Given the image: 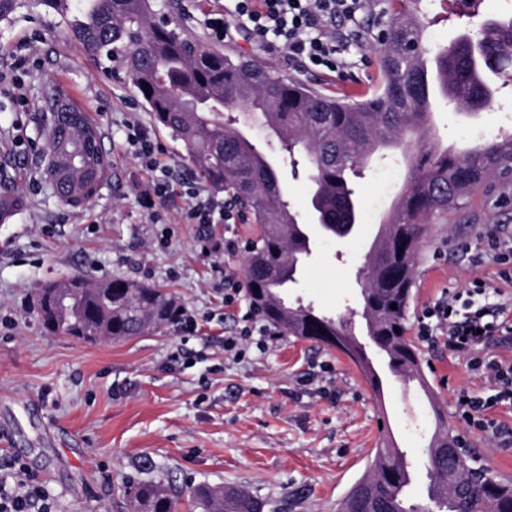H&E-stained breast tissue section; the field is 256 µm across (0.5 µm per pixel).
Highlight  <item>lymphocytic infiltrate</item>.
Wrapping results in <instances>:
<instances>
[{"label": "lymphocytic infiltrate", "mask_w": 512, "mask_h": 512, "mask_svg": "<svg viewBox=\"0 0 512 512\" xmlns=\"http://www.w3.org/2000/svg\"><path fill=\"white\" fill-rule=\"evenodd\" d=\"M370 7V0H232L223 13L207 14L205 25L214 40L226 42L244 32L264 48L285 51L289 63L301 70L341 75L347 62L344 39L336 28L341 23L359 25ZM127 142L151 173L139 195L146 211H153L157 200L180 198L186 223H245V216L233 205H217L198 187L174 181L145 127L130 124ZM417 334L427 342L442 337L450 353L467 357L471 370L492 382L493 393L486 397L461 392L456 410L469 426L499 445H512V429L499 426L485 415L495 405L512 404V363L489 361L483 355L490 342L512 338V299L491 297L489 289L479 282L462 293L442 292L425 309ZM0 512H58V500L20 458L1 455Z\"/></svg>", "instance_id": "obj_1"}]
</instances>
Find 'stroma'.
<instances>
[{"instance_id": "stroma-1", "label": "stroma", "mask_w": 512, "mask_h": 512, "mask_svg": "<svg viewBox=\"0 0 512 512\" xmlns=\"http://www.w3.org/2000/svg\"><path fill=\"white\" fill-rule=\"evenodd\" d=\"M166 18L202 41L210 35L205 12L224 0H166ZM429 39L440 44L458 30L478 33L492 15L512 12V0H483L463 12L459 0H424ZM391 20L389 0H373L370 23L347 50L361 90L378 83L380 47L375 34ZM218 50L275 68L318 93L339 97V77L301 72L282 53L261 50L240 36ZM24 85L19 105L0 84V191L23 199L0 223V452L20 457L55 492L61 512H126L130 480L150 477L186 485H233L265 504L264 512H337L382 444L389 417L409 459L422 456L435 420L431 402L393 385L385 408L370 399L360 371L333 348L279 334L265 348L240 340L225 351L250 308L247 296L224 303V279L242 281L244 253H225V239L242 246L260 226L184 223L179 204L161 199L152 223L138 194L149 171L131 153L126 124L149 129L176 178L199 184L181 142L154 125L138 102L120 62L94 59L73 42L61 18L21 9L0 21V71ZM69 95L95 119L110 170L96 198L73 208L62 203L44 176L41 108L47 94ZM433 121L440 143L462 148L476 137L512 135V92L492 111L468 115L436 100ZM249 133L273 163L303 223H311L309 181L293 170L277 140L258 128ZM403 161L386 160L358 181L354 234L318 236L295 288L294 303L345 321L355 320L360 295L354 271L396 195L406 184ZM512 233V178L467 197L449 212L441 233L429 238L417 265L407 312L416 336L426 307L443 290L461 291L482 279L512 298V281L475 257L489 236ZM121 277L170 293L195 320L193 330L169 327L120 342L87 343L48 333L33 306L46 283L67 277ZM423 368L448 429L462 437L472 463L512 478V447L496 445L456 412L460 392L488 395L489 384L466 359L418 342Z\"/></svg>"}]
</instances>
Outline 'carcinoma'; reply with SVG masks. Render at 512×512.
Segmentation results:
<instances>
[{
  "mask_svg": "<svg viewBox=\"0 0 512 512\" xmlns=\"http://www.w3.org/2000/svg\"><path fill=\"white\" fill-rule=\"evenodd\" d=\"M390 39L382 45L383 82L356 103L316 94L288 81L272 68L231 57L171 26L157 0H0V20L29 6L57 13L72 38L93 56L125 58L133 84L153 122L181 142L200 179L228 191L261 224L245 265L247 294L271 325L296 338L336 347L346 326L311 310L287 305L279 284L297 281L299 264L311 238L293 211L287 192L257 145L226 110L242 107L261 113L265 126L293 158L307 159L314 185L311 206L329 234L357 224L355 191L348 176L386 151L410 162V179L386 237L371 251L362 281V317L367 335L387 355L398 377L422 373L419 355L407 336V308L415 266L429 225L501 171H512V148L501 140L477 139L462 149L439 147L427 124L433 97L456 110L477 113L492 107L498 87L512 86V14L489 18L481 33H461L431 50L421 0H391ZM500 86H495V82ZM99 130L88 113L67 101L66 111L47 128L44 155L50 160L54 193L80 207L100 191L88 172L72 168L69 156ZM22 207L17 195H0V222ZM53 310L38 307L45 328L92 343L120 341L173 326L175 297L155 287L115 278L52 282ZM396 308H390L391 304ZM400 332H395L394 327ZM428 499L444 512H512V488L505 480L489 486L471 466L448 449L445 414L424 449ZM408 484L407 469L388 448H377L366 474L352 487L342 512H416L398 490ZM129 505L139 512H252L258 498L234 486L193 487L187 498L164 481H133Z\"/></svg>",
  "mask_w": 512,
  "mask_h": 512,
  "instance_id": "1",
  "label": "carcinoma"
}]
</instances>
